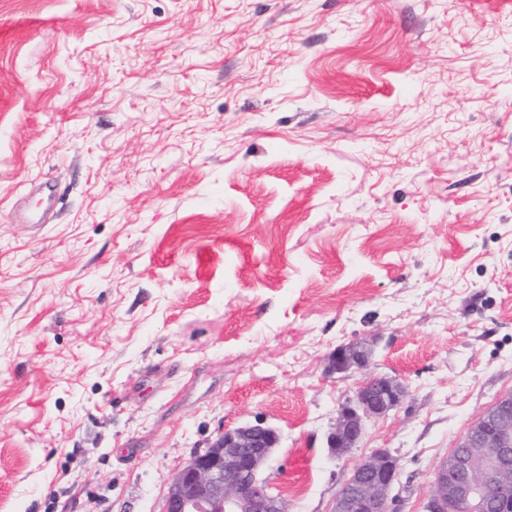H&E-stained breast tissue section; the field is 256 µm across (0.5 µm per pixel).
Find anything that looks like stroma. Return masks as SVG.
<instances>
[{"label": "stroma", "instance_id": "stroma-1", "mask_svg": "<svg viewBox=\"0 0 512 512\" xmlns=\"http://www.w3.org/2000/svg\"><path fill=\"white\" fill-rule=\"evenodd\" d=\"M510 392L512 0H0V512H163L258 419L288 512L378 449L425 512ZM369 351L355 347H341L333 355L336 373H343L353 368L361 369L368 361ZM404 388L387 376H374L363 382L353 401L343 405L327 438V447L336 458H343L365 433L366 422L386 414L404 396Z\"/></svg>", "mask_w": 512, "mask_h": 512}]
</instances>
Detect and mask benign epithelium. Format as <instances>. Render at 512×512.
<instances>
[{
	"instance_id": "benign-epithelium-1",
	"label": "benign epithelium",
	"mask_w": 512,
	"mask_h": 512,
	"mask_svg": "<svg viewBox=\"0 0 512 512\" xmlns=\"http://www.w3.org/2000/svg\"><path fill=\"white\" fill-rule=\"evenodd\" d=\"M369 351L341 347L333 355L336 372L360 369ZM404 388L387 376L363 382L353 401L342 406L327 447L344 457L365 433L366 422L396 407ZM279 442L277 431L258 421L226 429L172 477L165 512H287L283 499L261 476ZM438 466L425 512H512V394L487 408ZM398 460L378 449L362 459L336 493L333 512H397L402 496L392 494Z\"/></svg>"
}]
</instances>
